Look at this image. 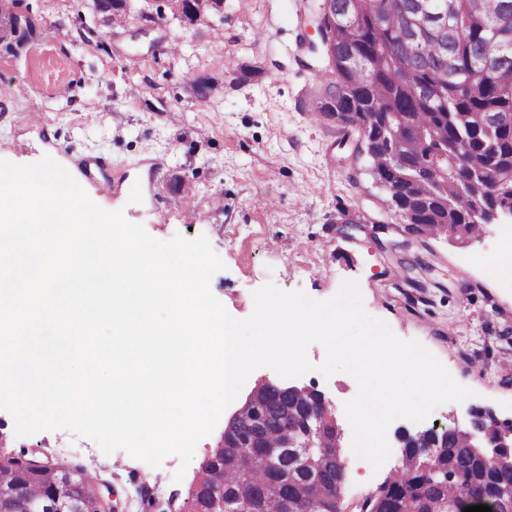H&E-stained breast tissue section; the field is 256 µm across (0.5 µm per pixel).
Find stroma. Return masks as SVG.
I'll return each mask as SVG.
<instances>
[{
    "label": "stroma",
    "instance_id": "stroma-1",
    "mask_svg": "<svg viewBox=\"0 0 512 512\" xmlns=\"http://www.w3.org/2000/svg\"><path fill=\"white\" fill-rule=\"evenodd\" d=\"M22 6L36 30L24 46L0 49V160L51 156L95 203L123 210L153 238L205 235L225 264L210 290L235 318L251 315L253 292L269 283L327 300L356 282L369 315L418 341L472 390L439 405L432 419L464 426L480 409L512 419V290L489 285L475 268L512 239V221L465 243L403 233L370 158L354 143L339 145L336 122L314 110L321 82L298 61L301 0H249L245 9L224 0L223 16L191 23L151 6L119 25L98 0ZM240 67L250 69L247 80L238 79ZM118 112L123 122H115ZM107 175L115 185L102 195L97 185ZM397 268L404 275L395 279ZM307 356L315 369L294 384L320 391L342 429V509L359 512L399 466L402 432L419 426L392 422V452L373 469L352 449L344 405L358 391L355 379L317 372L320 344ZM277 379L270 368L255 370L185 469L175 455L152 467L62 430L20 438L3 409L0 431L8 450L96 470L121 493L122 512H157L172 494L188 496L241 403Z\"/></svg>",
    "mask_w": 512,
    "mask_h": 512
}]
</instances>
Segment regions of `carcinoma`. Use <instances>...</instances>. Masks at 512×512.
<instances>
[{
	"mask_svg": "<svg viewBox=\"0 0 512 512\" xmlns=\"http://www.w3.org/2000/svg\"><path fill=\"white\" fill-rule=\"evenodd\" d=\"M353 19L346 7L350 0H308L303 19L318 41L308 52L319 56L329 68L325 92L315 110L332 118L341 131L366 132L363 150L372 162L373 175L386 182L389 201L408 214L419 233L447 236L451 231L473 237L468 223L473 181L477 180L504 198L512 194V0H356ZM427 4L433 15L415 25L408 17ZM13 10H0V47L19 45L12 22ZM496 36L504 44L507 68L493 81L469 94L457 91L456 83L468 76L478 62L484 41ZM454 73L456 81L448 80ZM402 138L403 163L391 165L388 153L394 134ZM437 136L441 144L433 142ZM446 151L464 159L468 171L438 176L432 181L427 169H445L439 159ZM288 408L311 416L317 423L325 414L321 392L295 387L286 395L278 392L234 418L232 427L250 441L251 465L246 470L226 469L223 480L211 491L232 503L240 497L255 503V512H309L312 500L323 501L331 483L345 482L346 473L334 462H318L319 454L300 457L289 454L270 465L265 449L277 447L298 434ZM72 470L56 459H33L9 472L0 481L17 486L14 508L31 503L41 512H51L55 499L72 495L61 475ZM512 478L498 474L483 480L481 464L474 455H442L427 458L418 467L399 466L390 474L362 509L370 512H457L485 505L509 509L500 501V487ZM79 480L87 493L77 500L76 512L104 509L96 495L98 479L79 468Z\"/></svg>",
	"mask_w": 512,
	"mask_h": 512,
	"instance_id": "1",
	"label": "carcinoma"
}]
</instances>
